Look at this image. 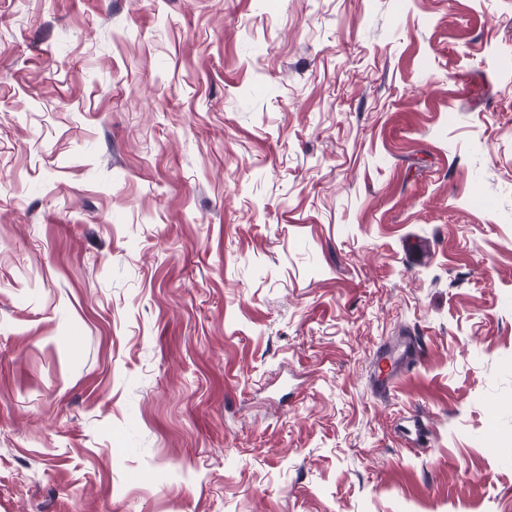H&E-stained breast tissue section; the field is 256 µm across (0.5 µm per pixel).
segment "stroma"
I'll return each mask as SVG.
<instances>
[{"instance_id": "obj_1", "label": "stroma", "mask_w": 512, "mask_h": 512, "mask_svg": "<svg viewBox=\"0 0 512 512\" xmlns=\"http://www.w3.org/2000/svg\"><path fill=\"white\" fill-rule=\"evenodd\" d=\"M0 512H512V0H0Z\"/></svg>"}]
</instances>
